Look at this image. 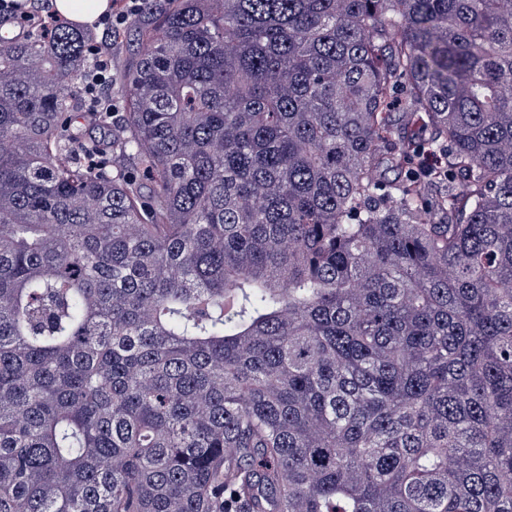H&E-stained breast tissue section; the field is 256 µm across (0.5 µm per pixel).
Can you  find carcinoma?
<instances>
[{
  "instance_id": "carcinoma-1",
  "label": "carcinoma",
  "mask_w": 512,
  "mask_h": 512,
  "mask_svg": "<svg viewBox=\"0 0 512 512\" xmlns=\"http://www.w3.org/2000/svg\"><path fill=\"white\" fill-rule=\"evenodd\" d=\"M129 40L106 173L90 36L0 34V512H512V0ZM109 123L102 124L100 122L92 121L90 124L72 123L71 129L74 136L78 140H85L94 138L98 140L109 141L112 140V118L108 120Z\"/></svg>"
}]
</instances>
